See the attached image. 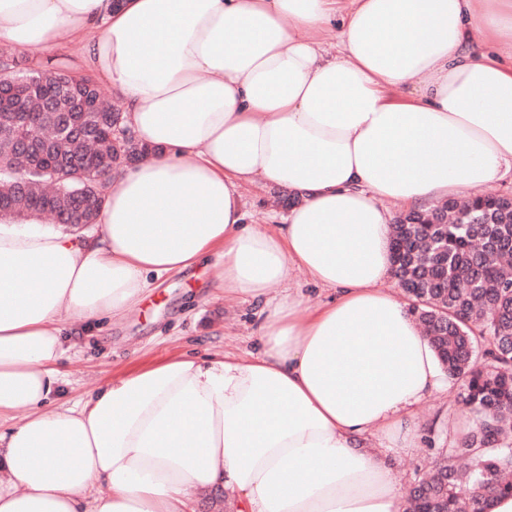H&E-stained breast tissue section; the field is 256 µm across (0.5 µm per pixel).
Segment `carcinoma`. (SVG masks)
I'll list each match as a JSON object with an SVG mask.
<instances>
[{
  "label": "carcinoma",
  "instance_id": "carcinoma-1",
  "mask_svg": "<svg viewBox=\"0 0 512 512\" xmlns=\"http://www.w3.org/2000/svg\"><path fill=\"white\" fill-rule=\"evenodd\" d=\"M0 57L11 69L0 93V218L78 207V223H97L109 177L150 149L94 81ZM71 86L109 111L118 132L85 143L62 134L61 113L41 106ZM391 240L409 246L398 277L442 366L464 380L463 404L481 414L476 429L439 449L411 501L419 512H471L476 489L486 503L512 494V205L486 196L413 209L396 217Z\"/></svg>",
  "mask_w": 512,
  "mask_h": 512
}]
</instances>
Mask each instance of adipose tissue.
<instances>
[{
    "mask_svg": "<svg viewBox=\"0 0 512 512\" xmlns=\"http://www.w3.org/2000/svg\"><path fill=\"white\" fill-rule=\"evenodd\" d=\"M16 42L77 50L151 153L92 233L0 224V512H195L224 490L240 512H406L384 458L448 376L386 285L387 205L512 172V0H0ZM257 182L297 196L285 223H246ZM205 260L263 303L258 353L175 354L59 402L68 324ZM292 266L337 298L298 317L299 294L269 295Z\"/></svg>",
    "mask_w": 512,
    "mask_h": 512,
    "instance_id": "obj_1",
    "label": "adipose tissue"
}]
</instances>
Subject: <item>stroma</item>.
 <instances>
[{
    "mask_svg": "<svg viewBox=\"0 0 512 512\" xmlns=\"http://www.w3.org/2000/svg\"><path fill=\"white\" fill-rule=\"evenodd\" d=\"M278 195L275 189L245 187L248 223H283L288 210L279 204ZM221 273L220 266L208 263L168 276L149 289L142 306L104 325L95 335L81 336L60 366L63 400L77 402L85 392L108 383L116 371L170 352L203 356L220 349H252L260 308L217 298ZM461 391V381L452 380L447 391L419 406L417 416L424 424L420 447L396 448L389 455L401 486L414 482L438 449L447 447L449 426L469 418Z\"/></svg>",
    "mask_w": 512,
    "mask_h": 512,
    "instance_id": "1",
    "label": "stroma"
}]
</instances>
